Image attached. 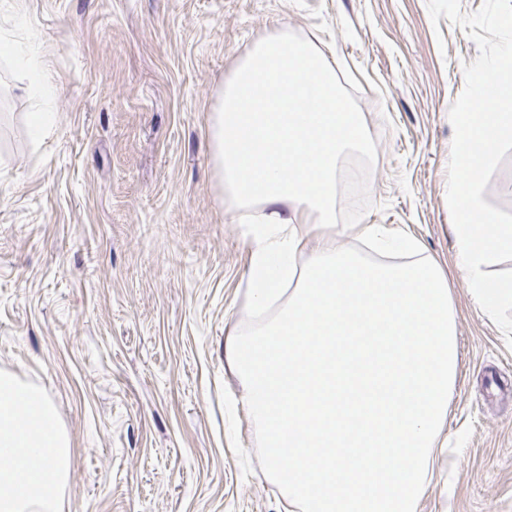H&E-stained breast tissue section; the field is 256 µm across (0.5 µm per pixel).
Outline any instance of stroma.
Segmentation results:
<instances>
[{
	"mask_svg": "<svg viewBox=\"0 0 512 512\" xmlns=\"http://www.w3.org/2000/svg\"><path fill=\"white\" fill-rule=\"evenodd\" d=\"M322 51L366 129L336 189L361 224L416 237L451 288L459 361L418 512H512V350L457 269L452 103L478 55L426 0H0L54 97L0 59V371L41 388L71 441L63 512H284L226 337L250 325L248 225L224 216L206 117L278 29ZM52 113L31 138L26 117Z\"/></svg>",
	"mask_w": 512,
	"mask_h": 512,
	"instance_id": "stroma-1",
	"label": "stroma"
}]
</instances>
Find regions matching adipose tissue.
I'll return each mask as SVG.
<instances>
[{
  "mask_svg": "<svg viewBox=\"0 0 512 512\" xmlns=\"http://www.w3.org/2000/svg\"><path fill=\"white\" fill-rule=\"evenodd\" d=\"M0 56L54 94L37 42ZM210 163L233 223L256 227L252 319L224 355L288 512H416L435 477L456 375L447 277L418 240L362 229L336 247V174L364 128L324 55L260 37L210 106ZM319 230L305 249V224ZM52 402L0 373V512H62L72 451Z\"/></svg>",
  "mask_w": 512,
  "mask_h": 512,
  "instance_id": "1",
  "label": "adipose tissue"
}]
</instances>
